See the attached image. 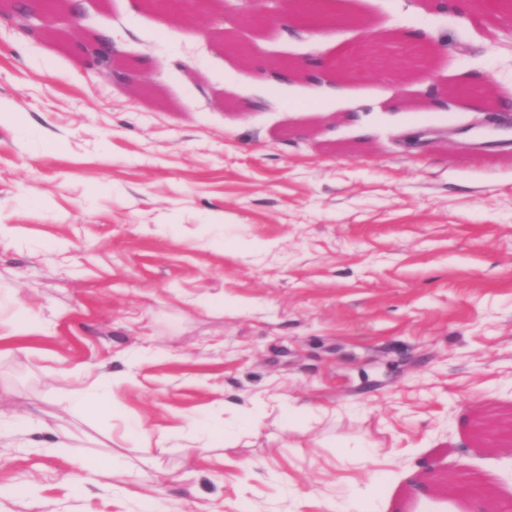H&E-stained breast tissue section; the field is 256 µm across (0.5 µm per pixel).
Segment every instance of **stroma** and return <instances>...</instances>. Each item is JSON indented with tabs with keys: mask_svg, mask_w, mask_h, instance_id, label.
I'll return each mask as SVG.
<instances>
[{
	"mask_svg": "<svg viewBox=\"0 0 512 512\" xmlns=\"http://www.w3.org/2000/svg\"><path fill=\"white\" fill-rule=\"evenodd\" d=\"M471 2L338 0L288 36L249 0L196 22L194 0L165 22L86 0L145 94L80 63L65 24L40 41L0 19V512H146L133 489L157 512H474L414 490L428 464L512 512V458L474 445L512 431V134L430 101L479 81L512 99V22ZM371 31L394 53L420 33L431 58L373 74ZM306 57L352 75L270 81ZM96 378L101 409L70 408ZM247 400L256 431L188 451Z\"/></svg>",
	"mask_w": 512,
	"mask_h": 512,
	"instance_id": "obj_1",
	"label": "stroma"
}]
</instances>
